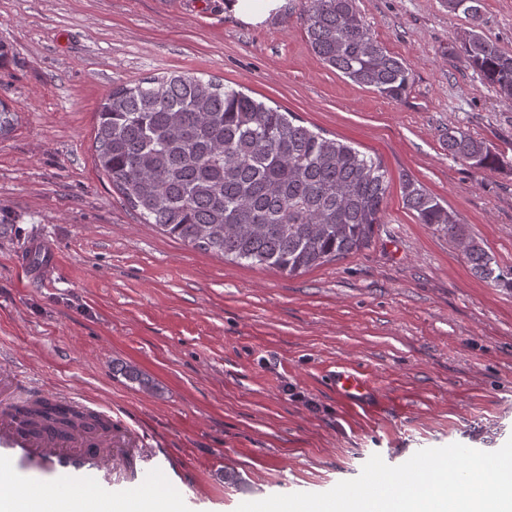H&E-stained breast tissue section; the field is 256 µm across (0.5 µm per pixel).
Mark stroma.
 Returning <instances> with one entry per match:
<instances>
[{
  "label": "stroma",
  "instance_id": "1",
  "mask_svg": "<svg viewBox=\"0 0 512 512\" xmlns=\"http://www.w3.org/2000/svg\"><path fill=\"white\" fill-rule=\"evenodd\" d=\"M228 0H0V365L22 394H71L165 448L194 512L321 493L461 443L512 438V288L487 283L406 207L409 175L512 267V170L449 156L448 130L512 159V108L470 67L472 22L445 0H358L376 40L409 63L400 101L324 64L280 0L247 23ZM482 32L512 51V0ZM170 71L215 77L382 161L391 178L371 245L294 275L192 249L143 223L95 162L112 88ZM136 366L150 393L115 373ZM350 366L382 405L344 406Z\"/></svg>",
  "mask_w": 512,
  "mask_h": 512
}]
</instances>
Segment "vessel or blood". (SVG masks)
Here are the masks:
<instances>
[{
  "label": "vessel or blood",
  "mask_w": 512,
  "mask_h": 512,
  "mask_svg": "<svg viewBox=\"0 0 512 512\" xmlns=\"http://www.w3.org/2000/svg\"><path fill=\"white\" fill-rule=\"evenodd\" d=\"M15 384L0 367V512H104L136 497L143 512H164L179 478L166 452L138 438L116 447L109 430L31 431L9 401ZM333 385L345 404L370 393L356 372L337 373Z\"/></svg>",
  "instance_id": "1"
}]
</instances>
